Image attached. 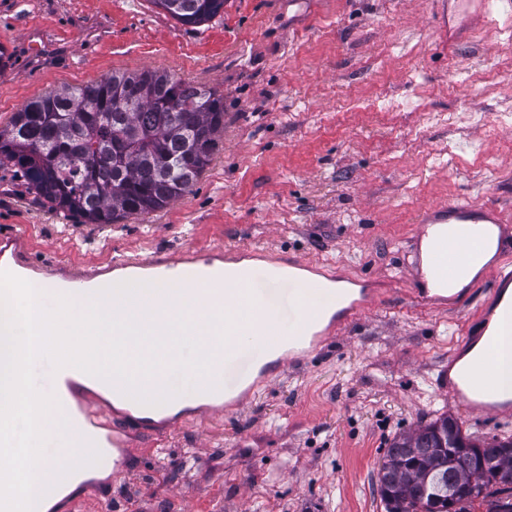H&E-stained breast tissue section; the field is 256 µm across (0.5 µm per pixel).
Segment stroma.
<instances>
[{"mask_svg":"<svg viewBox=\"0 0 512 512\" xmlns=\"http://www.w3.org/2000/svg\"><path fill=\"white\" fill-rule=\"evenodd\" d=\"M437 0H224L185 25L151 0H0V127L32 100L155 69L224 96L210 165L168 207L80 224L0 168V234L22 263L110 271L137 253L271 246L315 273L376 277L367 313L206 423L192 409L130 441L126 477L82 482L56 512H385L391 440L443 414L512 437L436 382L490 283L452 309L417 303L403 272L421 215L466 200L512 213V7L453 45Z\"/></svg>","mask_w":512,"mask_h":512,"instance_id":"35a3bbf8","label":"stroma"}]
</instances>
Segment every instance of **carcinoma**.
<instances>
[{"label":"carcinoma","mask_w":512,"mask_h":512,"mask_svg":"<svg viewBox=\"0 0 512 512\" xmlns=\"http://www.w3.org/2000/svg\"><path fill=\"white\" fill-rule=\"evenodd\" d=\"M152 2L185 25L224 10V0ZM223 129L217 91L153 69L114 73L62 85L15 113L0 127V167L17 168L51 208L84 224H114L184 196ZM378 482L387 512H512V438L474 439L442 415L392 439Z\"/></svg>","instance_id":"carcinoma-1"}]
</instances>
